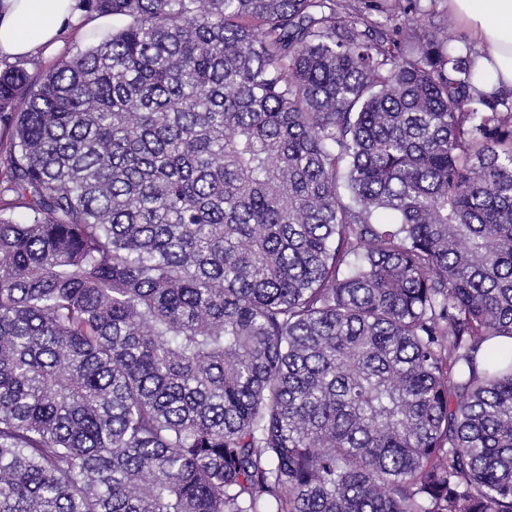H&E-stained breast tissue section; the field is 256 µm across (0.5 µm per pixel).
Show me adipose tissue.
Here are the masks:
<instances>
[{
    "mask_svg": "<svg viewBox=\"0 0 512 512\" xmlns=\"http://www.w3.org/2000/svg\"><path fill=\"white\" fill-rule=\"evenodd\" d=\"M448 9L461 20L478 66L489 73L483 91L512 89V0H448ZM80 15L77 0H0V58L55 44Z\"/></svg>",
    "mask_w": 512,
    "mask_h": 512,
    "instance_id": "1",
    "label": "adipose tissue"
}]
</instances>
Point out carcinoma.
Masks as SVG:
<instances>
[{"label": "carcinoma", "mask_w": 512, "mask_h": 512, "mask_svg": "<svg viewBox=\"0 0 512 512\" xmlns=\"http://www.w3.org/2000/svg\"><path fill=\"white\" fill-rule=\"evenodd\" d=\"M0 69V512H512V91L447 0H81Z\"/></svg>", "instance_id": "cac0c4a2"}]
</instances>
